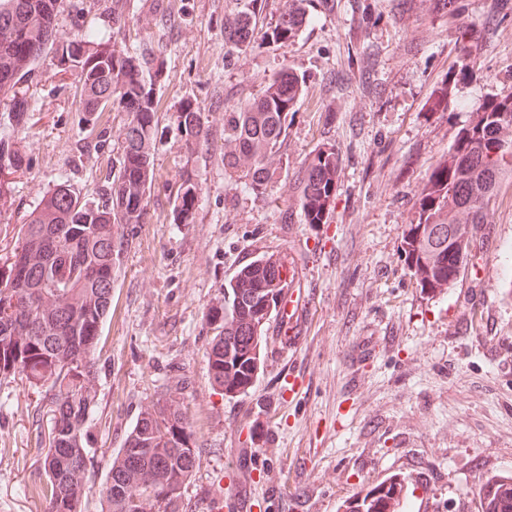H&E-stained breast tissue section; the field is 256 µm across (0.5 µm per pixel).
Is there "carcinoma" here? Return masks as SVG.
Masks as SVG:
<instances>
[{
    "mask_svg": "<svg viewBox=\"0 0 512 512\" xmlns=\"http://www.w3.org/2000/svg\"><path fill=\"white\" fill-rule=\"evenodd\" d=\"M224 21V38L237 45L255 41V9ZM58 0H0V95L11 96V119L30 120L20 84L42 56L58 50L74 55L79 75L80 111L104 112L98 99L112 94V109L128 114L124 149L108 176L106 199L96 205L63 183L46 192L20 233L22 243L0 268V374L20 375L35 388L48 387V435L44 469L47 512H82L90 488L85 473L91 455L88 426L93 421L94 358L112 305V273L119 256L116 225L142 224L153 169L150 148L158 133L154 78L162 72L160 48L142 43L129 50L102 42L91 29L71 39L57 37ZM308 19L306 0H288L263 40L284 44ZM301 93L290 69L280 72L263 93L224 107V136L233 150L224 169L242 171L249 187L263 193L272 181L266 158L278 153L288 112ZM179 126L188 152L204 146L208 127L199 104L181 105ZM512 124V94L487 100L452 145L451 162L437 166L416 200L417 220L406 225L402 251L424 291L453 286L468 255L477 248L478 225L487 223L486 200L512 161V143L500 137ZM24 156L0 139V169H23ZM338 154L318 149L300 180V207L306 223L328 221L336 197ZM201 188L181 174L172 201L173 219L193 224ZM293 280L286 258L264 255L241 267L225 284L224 304L212 309L213 337L207 352L210 380L227 396L246 393L261 369V342L273 313L281 308ZM127 448L140 449L137 462ZM198 448L177 405L159 401L145 410L127 434L99 495L105 512H187L182 488L194 472ZM483 512H512V486L488 481L478 486ZM386 484L368 490L349 512H384Z\"/></svg>",
    "mask_w": 512,
    "mask_h": 512,
    "instance_id": "obj_1",
    "label": "carcinoma"
}]
</instances>
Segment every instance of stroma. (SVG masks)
<instances>
[{"label": "stroma", "instance_id": "1", "mask_svg": "<svg viewBox=\"0 0 512 512\" xmlns=\"http://www.w3.org/2000/svg\"><path fill=\"white\" fill-rule=\"evenodd\" d=\"M244 0H59L57 32L93 29L135 48L158 44L154 176L142 224H121L112 308L95 350V450L84 512L137 418L177 401L199 454L182 493L191 512H343L368 486L404 481L416 512H482L479 481L512 478V175L488 203L457 282L417 287L401 255L414 203L458 132L490 98L512 92V15L485 20L492 0H309L308 21L285 46L224 39ZM120 25H113V11ZM302 92L274 181L256 194L224 171V108L260 95L283 67ZM31 120L0 138L24 172L0 206V257L43 193L66 182L104 198L108 163L123 152L124 112L86 119L76 73L45 54L29 81ZM202 107L208 141L188 153L184 99ZM338 154L327 223L309 224L300 177L316 151ZM201 185L198 218L174 223L183 171ZM265 253L291 257L295 286L262 343L248 393L224 396L209 379L210 308L236 270ZM300 343L285 348L293 305ZM302 382L288 390L289 376ZM43 390L0 376V512H45Z\"/></svg>", "mask_w": 512, "mask_h": 512}]
</instances>
